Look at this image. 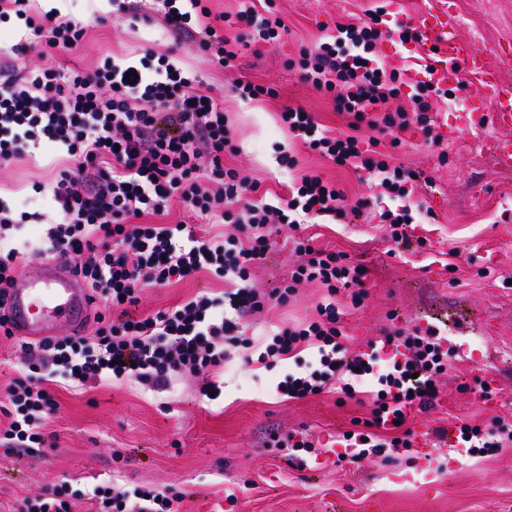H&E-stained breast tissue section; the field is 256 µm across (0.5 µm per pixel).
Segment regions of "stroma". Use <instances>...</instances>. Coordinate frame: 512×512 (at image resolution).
Here are the masks:
<instances>
[{
  "label": "stroma",
  "instance_id": "stroma-1",
  "mask_svg": "<svg viewBox=\"0 0 512 512\" xmlns=\"http://www.w3.org/2000/svg\"><path fill=\"white\" fill-rule=\"evenodd\" d=\"M288 28L276 45L258 43L238 57L233 69L198 51L194 37L174 36L160 22L114 17L112 0H32V13L57 10L62 18L86 28L82 47L62 55L68 66L94 69L105 57L138 64L145 49L169 55L185 71L198 74L224 105V117L241 152L226 165L260 181L272 192H285L296 176L312 173L336 182L349 201L375 195L362 171L339 167L308 149L280 122L284 107L315 112L330 131L345 129L330 96L304 83L287 68L300 47H314L332 33L347 12L373 6L374 0H276ZM460 38L481 48L512 42V0H455ZM270 83L277 97L241 100L234 79ZM494 126L462 129L441 144L421 142L378 150L415 170L414 200L424 206L414 233L426 237L423 250L397 244L385 225L371 216H348L343 224H308L303 232L318 244L347 254L365 270L368 295L343 319L349 351L361 350L381 331L413 328L426 319L446 333L450 345L467 347L447 375L440 377L441 400L411 417L414 434L431 433L432 446H413L396 462L377 458L354 461L330 452L309 458L308 466H288L270 448L271 433L295 434L313 443L352 428L367 417L368 406L325 392L288 401L276 386L284 375L314 364L317 351L306 347L296 357L242 367L238 352L226 347L224 396L207 401L199 383L187 379L173 390L153 392L122 380H103L86 393L56 388L60 403L45 431L54 445L44 456L0 447V512H14L24 495L44 486L67 483L82 492L111 481L136 486H172L186 494L181 512H512V450L467 456L451 466L452 454L440 428L459 429L468 421H512V161L489 158L479 147ZM298 160L294 171L278 163L281 152ZM65 159L53 149L0 163V203L19 210L46 211L47 196L33 190L47 182ZM296 257L277 250L252 270L255 288L271 294L289 279ZM209 273L150 288L139 311L152 312L195 294L227 290ZM323 295L314 283H301L293 301L264 309L249 318V332L261 339L271 325L316 318ZM249 480L228 501L226 489Z\"/></svg>",
  "mask_w": 512,
  "mask_h": 512
}]
</instances>
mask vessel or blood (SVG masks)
<instances>
[{
	"label": "vessel or blood",
	"instance_id": "vessel-or-blood-1",
	"mask_svg": "<svg viewBox=\"0 0 512 512\" xmlns=\"http://www.w3.org/2000/svg\"><path fill=\"white\" fill-rule=\"evenodd\" d=\"M415 41L404 44L409 54H427L426 67L413 69L412 81L430 85L439 95H446L455 84L458 66L470 68L479 84L466 99L463 118L469 126L480 129L487 121L506 129V136H491L481 144L484 152L508 162L512 160V86L497 78V67L486 60L472 44L456 35L459 25L450 0L410 18ZM92 308L91 292L70 263L54 259L28 271L25 287L17 289L4 308L17 336L40 340L56 323L80 334Z\"/></svg>",
	"mask_w": 512,
	"mask_h": 512
}]
</instances>
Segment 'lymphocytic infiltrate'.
Returning <instances> with one entry per match:
<instances>
[{
	"instance_id": "lymphocytic-infiltrate-1",
	"label": "lymphocytic infiltrate",
	"mask_w": 512,
	"mask_h": 512,
	"mask_svg": "<svg viewBox=\"0 0 512 512\" xmlns=\"http://www.w3.org/2000/svg\"><path fill=\"white\" fill-rule=\"evenodd\" d=\"M160 19L173 34H197L198 48L231 67L254 40L276 44L285 24L275 0H239L235 15H213L208 0H161ZM385 5L349 14L315 46L299 50L301 78L330 94L348 119L346 132L333 135L315 113L288 107L281 122L311 150L338 166L372 174L375 200L346 206L335 183L305 174L284 195L268 198L261 184L240 176L225 157L239 151L224 108L200 76L184 72L168 56L145 49L137 70L105 58L90 71L57 64L59 52L76 48L86 30L81 22L48 11L30 13L29 0H0V20H23L25 35L0 60V162L47 145L64 147L70 159L60 169L47 223L38 243L22 239L27 214L0 203V303L17 288L21 270L33 256L71 262L92 293L97 328L90 336H48L21 342L25 359L0 408V437L8 450L31 455L45 451L43 427L58 408L50 384L65 389L95 387L105 379H126L171 390L181 378L202 377V396L222 394L214 371L224 367V348H242L252 362L253 340L244 320L274 303L287 304L297 284L315 282L326 294L318 318L307 325L284 323L268 335L265 357H295L302 345L316 347L315 365L288 373L277 385L282 396L301 400L334 389L358 401L368 386L370 416L338 443L356 458L410 447L411 414L433 409L436 378L450 364V350L436 332L384 333L367 351L345 354L343 305L360 307L365 272L346 255L314 245L312 238L289 237L297 263L290 283L276 294H260L251 270L273 246L276 225L297 226L314 218L341 224L349 213L379 208L397 241H409L421 204L410 186L416 173L377 151L378 138L417 129L435 143L436 100L429 85L405 89L401 72L386 69L375 48L382 38H410L408 28L388 24ZM37 53L39 66L22 69L18 60ZM408 96L412 107L397 106ZM370 130L362 138V130ZM180 199L208 224H229L227 234H198L188 224L166 223L172 199ZM209 270L234 288L202 293L180 304L139 316L131 308L149 287H163ZM459 439L470 453H498L512 444V423L462 424ZM93 512H180L185 495L169 488L99 486Z\"/></svg>"
}]
</instances>
